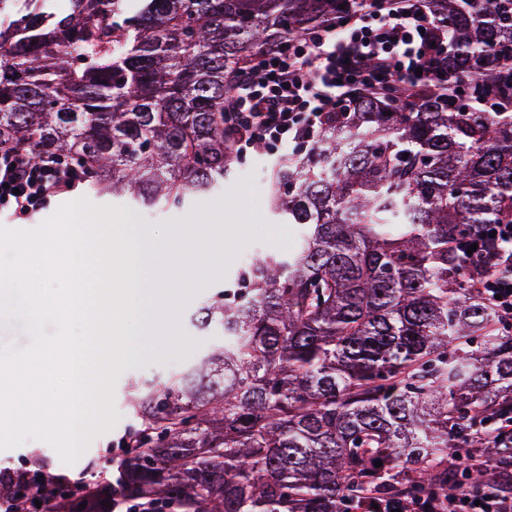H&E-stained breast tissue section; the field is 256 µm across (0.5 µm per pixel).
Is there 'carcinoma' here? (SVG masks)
Wrapping results in <instances>:
<instances>
[{"mask_svg": "<svg viewBox=\"0 0 512 512\" xmlns=\"http://www.w3.org/2000/svg\"><path fill=\"white\" fill-rule=\"evenodd\" d=\"M356 0H0V150L53 153L94 197L155 210L224 188L225 80ZM453 90L362 94L279 163L300 245L241 269L192 318L197 364L138 381L124 490L178 512H344L366 490L479 487L512 466V331L474 285L512 224V0H430ZM408 157H403V154ZM478 244L473 253L468 247ZM382 466H376V461Z\"/></svg>", "mask_w": 512, "mask_h": 512, "instance_id": "carcinoma-1", "label": "carcinoma"}]
</instances>
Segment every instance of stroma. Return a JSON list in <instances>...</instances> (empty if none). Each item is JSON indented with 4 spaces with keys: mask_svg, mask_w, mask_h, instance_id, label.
<instances>
[{
    "mask_svg": "<svg viewBox=\"0 0 512 512\" xmlns=\"http://www.w3.org/2000/svg\"><path fill=\"white\" fill-rule=\"evenodd\" d=\"M288 153V147L281 145L271 154L250 153L235 160L223 191L199 198L189 207L167 212L129 208L127 233L150 234L159 245V263L167 261L165 246L169 241L184 243L182 273L170 270L164 275L165 286L178 297L174 314L161 316L159 334L151 348L129 354L127 367L113 387V406L119 418L90 440L74 464H64L49 443L28 439L18 447L0 450V469L28 468L38 460L51 473L66 475L79 486L118 479L124 456L122 438L133 422L128 394L135 380L166 376L207 350L214 338L191 327L190 314L217 290L235 289L236 273L253 258L297 245L299 227L276 223L269 205L272 172ZM84 195L83 188H75L28 215L0 205V228H36L60 206Z\"/></svg>",
    "mask_w": 512,
    "mask_h": 512,
    "instance_id": "obj_1",
    "label": "stroma"
}]
</instances>
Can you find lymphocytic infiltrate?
Masks as SVG:
<instances>
[{
  "mask_svg": "<svg viewBox=\"0 0 512 512\" xmlns=\"http://www.w3.org/2000/svg\"><path fill=\"white\" fill-rule=\"evenodd\" d=\"M224 100L233 153L262 151L271 143L315 144L319 130L336 108L361 91L395 92L410 102L428 88L448 91V29L437 23L420 0H364L345 21L320 26L279 49L257 56L229 80ZM76 171L55 158L32 159L25 150L0 151V200L18 213L40 208L49 197L78 182ZM66 476L0 470V501L21 512H151L129 504L121 485L102 481L83 487L78 498L61 497ZM362 512H512V493L495 480L477 489L450 484L441 497L395 495L380 508L364 501Z\"/></svg>",
  "mask_w": 512,
  "mask_h": 512,
  "instance_id": "1",
  "label": "lymphocytic infiltrate"
}]
</instances>
